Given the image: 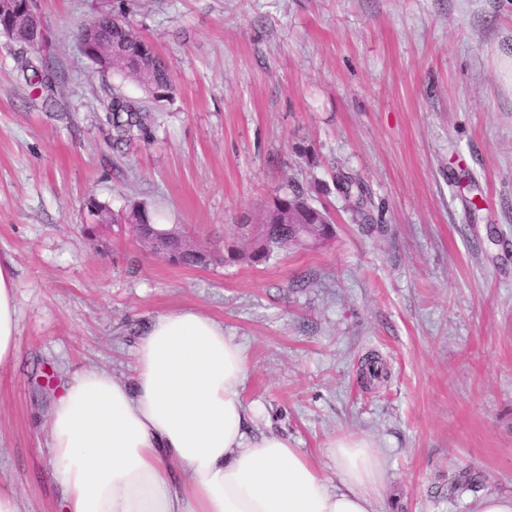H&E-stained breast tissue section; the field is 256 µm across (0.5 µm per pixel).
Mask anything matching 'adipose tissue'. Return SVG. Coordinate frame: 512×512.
<instances>
[{
    "instance_id": "1",
    "label": "adipose tissue",
    "mask_w": 512,
    "mask_h": 512,
    "mask_svg": "<svg viewBox=\"0 0 512 512\" xmlns=\"http://www.w3.org/2000/svg\"><path fill=\"white\" fill-rule=\"evenodd\" d=\"M12 269L0 260V366L18 354ZM126 383L89 368L53 401L44 428L64 512H378L383 461L344 437L337 483L275 433H252L243 346L192 307L158 315Z\"/></svg>"
}]
</instances>
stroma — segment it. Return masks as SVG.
I'll use <instances>...</instances> for the list:
<instances>
[{
	"label": "stroma",
	"instance_id": "35a3bbf8",
	"mask_svg": "<svg viewBox=\"0 0 512 512\" xmlns=\"http://www.w3.org/2000/svg\"><path fill=\"white\" fill-rule=\"evenodd\" d=\"M48 44L0 35V255L15 267L20 351L0 367V484L61 512L41 427L89 367L128 381L158 315L193 306L247 351L254 433L288 437L327 479V446L383 459L379 512H472L512 495V0H34ZM121 14L167 62L154 142L116 160L101 71L78 31ZM42 85H34L32 74ZM360 178L353 220L331 184ZM335 224L269 262L200 269L129 234L84 231V200L146 202L201 246L247 249L290 182ZM377 354L387 381L361 377ZM471 482L456 493L462 474ZM336 189L351 202L352 210L359 217L366 218L370 207L372 206V198L364 185L350 176H343L337 182L335 180Z\"/></svg>",
	"mask_w": 512,
	"mask_h": 512
}]
</instances>
